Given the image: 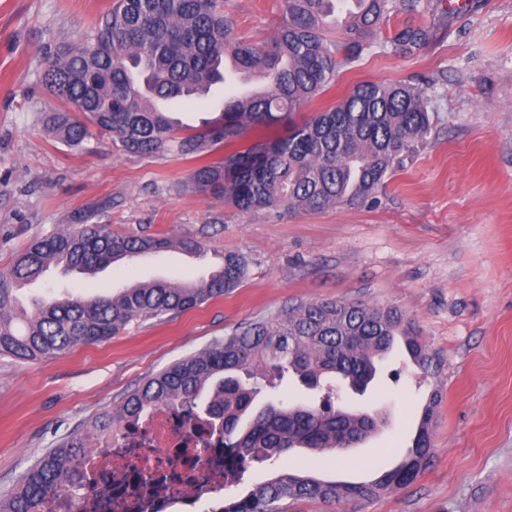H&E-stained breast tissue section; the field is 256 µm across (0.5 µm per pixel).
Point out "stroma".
I'll return each mask as SVG.
<instances>
[{
  "mask_svg": "<svg viewBox=\"0 0 512 512\" xmlns=\"http://www.w3.org/2000/svg\"><path fill=\"white\" fill-rule=\"evenodd\" d=\"M115 0H0V272L40 237L83 222L118 235L191 237L206 248H171L118 261L92 276L50 269L23 303L62 290L164 278L198 281L233 251L243 282L177 317L131 323L105 342L52 359L0 356V495L70 435L90 429L149 376L223 340L237 327L319 299L394 306L437 359L425 377L394 349L378 381L333 405L365 409L379 430L353 450L296 448L251 466L238 485L204 495L199 512L244 496L282 470L364 481L411 447L431 394L440 402L432 454L417 480L367 501L304 500L287 512H512V0H427L429 43L407 54L375 51L341 69L334 86L303 106L309 117L361 82H432L437 112L421 151L392 173L377 203L277 216L245 213L187 187L195 160L124 154L95 136L74 149L46 129L60 104L42 86L41 50L88 34ZM240 35L262 42L284 0H226Z\"/></svg>",
  "mask_w": 512,
  "mask_h": 512,
  "instance_id": "stroma-1",
  "label": "stroma"
}]
</instances>
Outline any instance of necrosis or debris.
Masks as SVG:
<instances>
[{"label":"necrosis or debris","mask_w":512,"mask_h":512,"mask_svg":"<svg viewBox=\"0 0 512 512\" xmlns=\"http://www.w3.org/2000/svg\"><path fill=\"white\" fill-rule=\"evenodd\" d=\"M206 422L160 410L123 424L71 466L70 493L42 512H172L224 489V443Z\"/></svg>","instance_id":"obj_1"}]
</instances>
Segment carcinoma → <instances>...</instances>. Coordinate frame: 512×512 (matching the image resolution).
<instances>
[{
  "label": "carcinoma",
  "mask_w": 512,
  "mask_h": 512,
  "mask_svg": "<svg viewBox=\"0 0 512 512\" xmlns=\"http://www.w3.org/2000/svg\"><path fill=\"white\" fill-rule=\"evenodd\" d=\"M285 8L274 35L253 43L238 36L224 0H116L86 38L48 53L43 84L67 109L45 113L44 123L75 148L95 135L141 156L168 152L193 159L222 150V158L191 173L190 185L242 212H314L365 200L424 146L436 111L429 88L365 82L309 119L297 122L293 114L328 89L340 69L378 47L409 53L428 43L432 30L398 25L383 41L371 40L374 31L390 27L397 0H285ZM228 56L239 72L264 79V94L225 98L224 111L199 129L160 107L205 96L224 83ZM255 129L266 139L236 147ZM170 247L167 238L114 235L100 224L35 239L0 272V354L50 359L98 344L133 321L177 316L222 297L247 274L245 260L226 251L197 283L144 281L91 298L46 296L34 300L30 312L17 296L52 267L92 274ZM398 338L421 374L434 375V355L399 308L337 299L301 303L150 376L93 428L103 435L156 407L196 408L210 384L203 413L212 430L223 425L227 447L245 469L293 448H347L380 420L373 412L334 407L333 390L313 406L270 403L253 414L254 401L288 373L308 387L334 376L364 392L375 379V360ZM435 402L433 394L406 458L374 481L327 482L286 470L224 502L220 512H283L286 501L364 500L410 485L430 459ZM88 448L89 437L79 434L49 451L0 498V512H41L43 501L65 491L73 461Z\"/></svg>",
  "instance_id": "carcinoma-1"
}]
</instances>
